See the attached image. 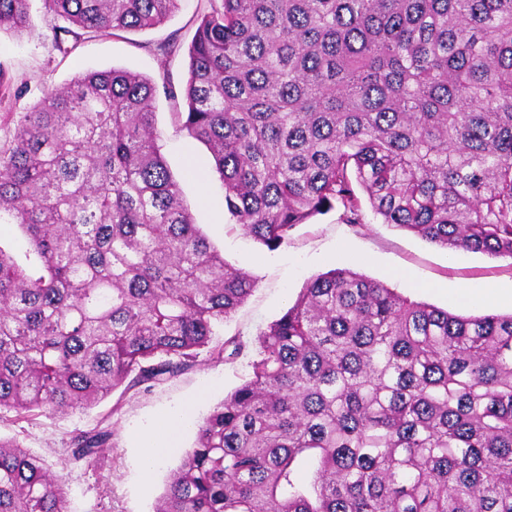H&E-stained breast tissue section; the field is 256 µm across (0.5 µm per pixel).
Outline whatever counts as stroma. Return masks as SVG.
Returning <instances> with one entry per match:
<instances>
[{"instance_id":"35a3bbf8","label":"stroma","mask_w":512,"mask_h":512,"mask_svg":"<svg viewBox=\"0 0 512 512\" xmlns=\"http://www.w3.org/2000/svg\"><path fill=\"white\" fill-rule=\"evenodd\" d=\"M205 3L179 0L177 10L157 28L118 37L102 34L68 55L54 45L41 0L32 2V23L27 29L18 34L0 33V69L8 84L0 92L1 147L12 139L16 116L29 111L48 88L86 71L122 68L141 73L157 87L158 144L180 186L184 204L225 260L257 279L251 296L215 336L219 344L228 339L240 342L243 351L239 356L217 359L209 349H200L189 370L150 387L125 394L113 392L86 410L40 413L22 420L11 412L0 414V436L20 439L52 473L63 478L70 512H154L180 457L166 458L151 477H144L137 433L181 404L192 405V419L206 416L250 376L258 334L279 318L317 275L346 267L386 282L412 300L462 314L468 313L470 306L463 300L449 301L454 288L512 285V259L451 253L370 215L363 223L349 224L338 208L298 225L272 251L233 224L224 210V186L210 151L181 130L178 118L185 109L180 90L187 78V48ZM172 37L179 44L178 50L162 55L161 45ZM394 270L404 271L405 279L391 278ZM100 424L112 430L109 447L95 464L74 460L72 437Z\"/></svg>"}]
</instances>
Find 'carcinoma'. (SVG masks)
Masks as SVG:
<instances>
[{"label":"carcinoma","mask_w":512,"mask_h":512,"mask_svg":"<svg viewBox=\"0 0 512 512\" xmlns=\"http://www.w3.org/2000/svg\"><path fill=\"white\" fill-rule=\"evenodd\" d=\"M32 0H0V32ZM181 129L270 250L339 206L512 259V0H206ZM65 55L178 0H43ZM64 24H58V21ZM155 84L112 68L46 91L0 148V412L88 409L193 367L256 279L193 222L154 128ZM112 437L71 440L97 461ZM0 512H67L0 437ZM155 512H512V313L458 314L350 268L260 332L252 374L196 424ZM0 245L24 258L26 242L16 224H0Z\"/></svg>","instance_id":"cac0c4a2"}]
</instances>
